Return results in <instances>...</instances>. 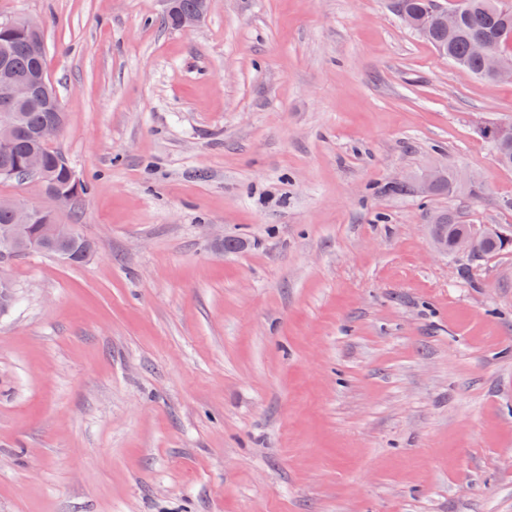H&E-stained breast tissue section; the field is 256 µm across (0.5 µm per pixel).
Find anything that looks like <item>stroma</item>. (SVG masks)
<instances>
[{
    "instance_id": "stroma-1",
    "label": "stroma",
    "mask_w": 512,
    "mask_h": 512,
    "mask_svg": "<svg viewBox=\"0 0 512 512\" xmlns=\"http://www.w3.org/2000/svg\"><path fill=\"white\" fill-rule=\"evenodd\" d=\"M0 0L43 23L96 251L0 274V512H512V251L435 254L433 213L512 226L458 70L392 0ZM464 170L479 196L391 184ZM199 6L194 10H182L192 9L196 6L197 0H168L169 14L174 16V22L171 15L167 14V22L170 26H174L178 29L189 30L197 25L208 9L210 0H199ZM178 2L181 8L178 6Z\"/></svg>"
}]
</instances>
